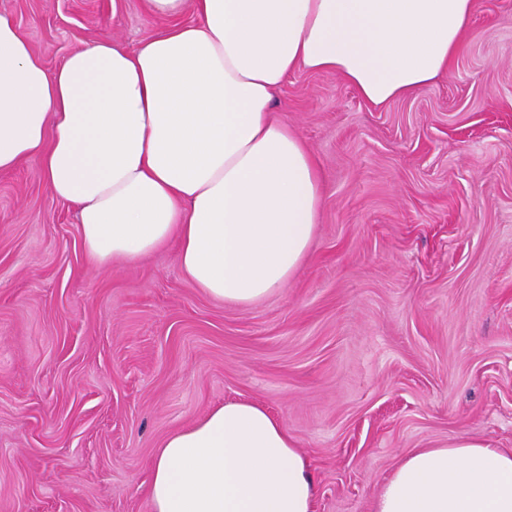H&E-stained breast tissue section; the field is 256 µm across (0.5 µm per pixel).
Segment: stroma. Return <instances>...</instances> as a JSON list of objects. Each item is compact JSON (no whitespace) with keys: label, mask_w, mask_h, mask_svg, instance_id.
Listing matches in <instances>:
<instances>
[{"label":"stroma","mask_w":512,"mask_h":512,"mask_svg":"<svg viewBox=\"0 0 512 512\" xmlns=\"http://www.w3.org/2000/svg\"><path fill=\"white\" fill-rule=\"evenodd\" d=\"M46 67L169 22L141 0H0ZM277 109L324 173L307 259L213 300L176 245L91 266L36 162L0 172V512H152L161 442L228 401L281 419L314 512H371L414 448H512V0H480L449 75L384 107L300 70Z\"/></svg>","instance_id":"35a3bbf8"}]
</instances>
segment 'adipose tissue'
<instances>
[{
    "instance_id": "adipose-tissue-1",
    "label": "adipose tissue",
    "mask_w": 512,
    "mask_h": 512,
    "mask_svg": "<svg viewBox=\"0 0 512 512\" xmlns=\"http://www.w3.org/2000/svg\"><path fill=\"white\" fill-rule=\"evenodd\" d=\"M144 6L170 27L132 52L86 45L53 70L0 15V171L37 162L93 265L173 242L195 288L248 306L293 277L322 209L321 169L276 91L299 70L336 74L374 106L425 89L451 71L479 0ZM145 494L152 512H314L317 487L284 423L241 400L170 433ZM372 512H512V448L413 449Z\"/></svg>"
}]
</instances>
